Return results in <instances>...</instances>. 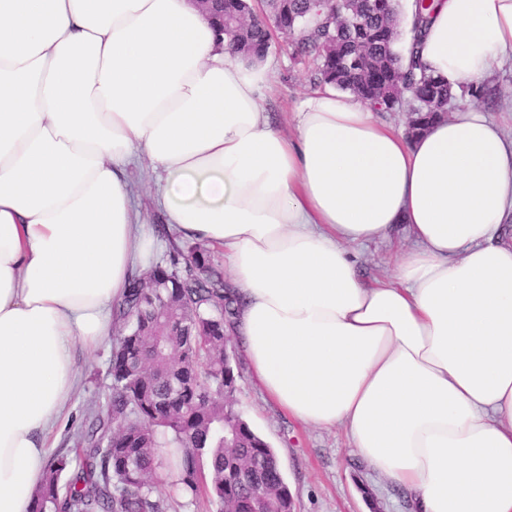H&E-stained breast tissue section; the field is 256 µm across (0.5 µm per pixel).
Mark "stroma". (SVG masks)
<instances>
[{
  "mask_svg": "<svg viewBox=\"0 0 512 512\" xmlns=\"http://www.w3.org/2000/svg\"><path fill=\"white\" fill-rule=\"evenodd\" d=\"M269 56L274 73L265 92V107L283 132H291V117L300 97L314 84L305 65L292 58V47L282 35H274ZM128 177L136 190L142 217L156 229L160 244L153 259L168 250L174 231L162 221L155 200L156 177L149 167L135 164ZM397 243L351 246L350 252L365 276L382 277L391 270ZM228 349L237 375L235 407L273 448L294 501V512H407L403 492L383 481L352 448L340 428H310L288 418L265 400L251 378L247 356L236 337ZM110 342L93 348L77 347L75 362L79 382L64 405L57 425L47 439L50 453H65L73 446V434L85 418L92 401L103 396L110 382Z\"/></svg>",
  "mask_w": 512,
  "mask_h": 512,
  "instance_id": "obj_1",
  "label": "stroma"
}]
</instances>
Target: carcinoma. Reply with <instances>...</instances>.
I'll list each match as a JSON object with an SVG mask.
<instances>
[{
	"label": "carcinoma",
	"instance_id": "carcinoma-1",
	"mask_svg": "<svg viewBox=\"0 0 512 512\" xmlns=\"http://www.w3.org/2000/svg\"><path fill=\"white\" fill-rule=\"evenodd\" d=\"M413 24L428 21L433 0H415ZM254 18L250 0H224L229 50L269 51L271 28L296 38L321 85L354 94L377 112L408 104L406 135L415 137L458 98L487 96L480 85L459 92L427 73L409 50H394V0H264ZM237 298L224 274L197 245L170 243L150 275L131 278L112 336L105 402L74 436L73 455L51 456L34 494L33 512H170L208 500L212 512H286L290 492L276 453L240 411L226 405L234 370L224 361L226 328ZM73 470L69 480L62 474ZM168 471L172 497L156 493Z\"/></svg>",
	"mask_w": 512,
	"mask_h": 512
}]
</instances>
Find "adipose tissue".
<instances>
[{"instance_id":"adipose-tissue-1","label":"adipose tissue","mask_w":512,"mask_h":512,"mask_svg":"<svg viewBox=\"0 0 512 512\" xmlns=\"http://www.w3.org/2000/svg\"><path fill=\"white\" fill-rule=\"evenodd\" d=\"M428 73L512 61V0H437ZM272 61L234 56L192 0H0V512H32L77 345L154 247L128 169L182 237L224 249L233 328L289 417L346 428L412 512H512V132L468 104L415 138L330 88L293 135ZM410 243L388 280L348 247Z\"/></svg>"}]
</instances>
